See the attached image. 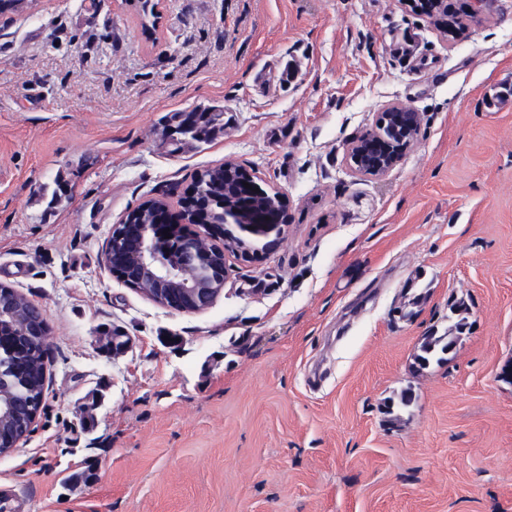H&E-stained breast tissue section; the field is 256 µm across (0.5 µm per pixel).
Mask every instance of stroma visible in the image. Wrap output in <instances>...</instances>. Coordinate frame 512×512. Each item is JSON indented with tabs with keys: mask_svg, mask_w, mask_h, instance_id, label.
<instances>
[{
	"mask_svg": "<svg viewBox=\"0 0 512 512\" xmlns=\"http://www.w3.org/2000/svg\"><path fill=\"white\" fill-rule=\"evenodd\" d=\"M156 2L152 40L129 0L0 14V284L49 327L0 494L15 512H512V0L455 38L402 0ZM393 104L417 135L353 173L347 147ZM199 105L223 129L174 151L166 116ZM226 160L285 198L275 251L226 254L194 314L104 268L128 208L178 203ZM458 301L469 329L415 370Z\"/></svg>",
	"mask_w": 512,
	"mask_h": 512,
	"instance_id": "1",
	"label": "stroma"
}]
</instances>
